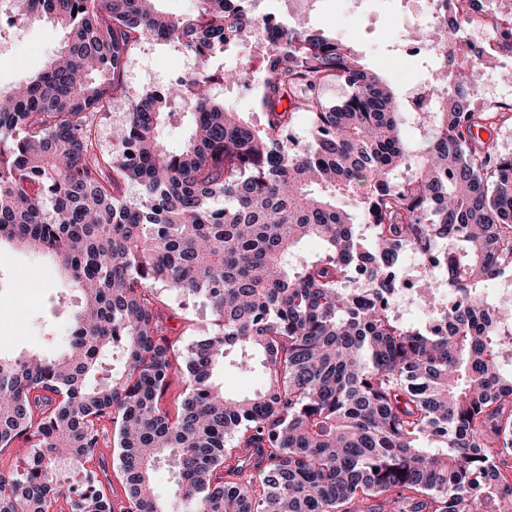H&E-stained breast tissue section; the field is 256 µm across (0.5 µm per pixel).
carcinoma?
<instances>
[{"mask_svg": "<svg viewBox=\"0 0 512 512\" xmlns=\"http://www.w3.org/2000/svg\"><path fill=\"white\" fill-rule=\"evenodd\" d=\"M466 2L451 25L480 22V0ZM8 14L9 27L45 18L70 38L0 93V242L53 256L80 307L57 356L0 357V450L29 444L25 465L0 473V512H53L64 497L71 512H512V309L482 292L512 268V153L491 135L512 114L471 110L473 70L449 75L436 57L435 105L409 143L406 97L254 0H196L183 16L155 0H8ZM490 29L511 51L512 21ZM148 39L194 65L132 100L125 69ZM242 42L260 66L222 79L255 90L257 123L212 93L216 55ZM331 84L347 89L336 105L321 94ZM120 100L103 152L93 120ZM300 112L308 145L288 136ZM179 114L189 134L172 152L159 129ZM310 239L320 252L289 261ZM409 245L458 298L436 308L443 333L392 309ZM353 277L364 285L346 287ZM159 287L215 317L189 350L174 418L161 398L178 347ZM231 352L244 371L261 359V389L234 397L213 380ZM107 423L118 503L95 457ZM160 464L179 511L154 492ZM65 465L84 494L58 479Z\"/></svg>", "mask_w": 512, "mask_h": 512, "instance_id": "cac0c4a2", "label": "carcinoma"}]
</instances>
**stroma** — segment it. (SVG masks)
<instances>
[{"mask_svg":"<svg viewBox=\"0 0 512 512\" xmlns=\"http://www.w3.org/2000/svg\"><path fill=\"white\" fill-rule=\"evenodd\" d=\"M378 18L368 12H351L343 0H258L255 10L284 23L302 19L309 30L323 33L352 47L367 65L382 75L397 93L421 84L427 77L426 55L400 51L399 21L406 11L404 0H378ZM68 39L66 29L47 21L20 23L0 39V89L9 90L41 71L52 52ZM192 57L180 48L148 40L133 55L125 73L133 97L166 86L177 74L189 71ZM69 294L55 261L9 244H0V355L16 357L31 352L45 356L65 344L67 315L59 314L58 297ZM170 337L179 341L180 361L174 366L171 385L163 399L176 412L178 396L185 390V363L189 348L214 329L211 310L201 303L168 300Z\"/></svg>","mask_w":512,"mask_h":512,"instance_id":"35a3bbf8","label":"stroma"}]
</instances>
